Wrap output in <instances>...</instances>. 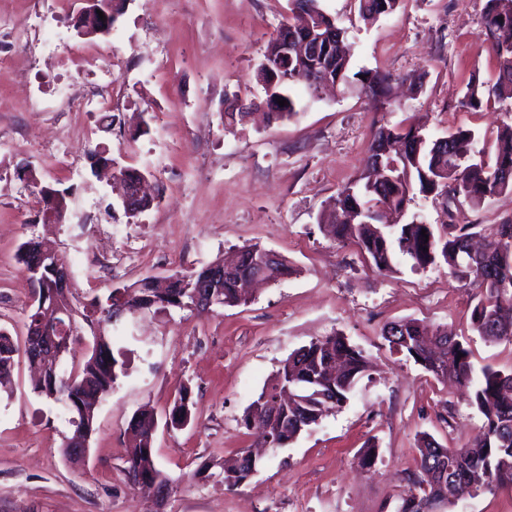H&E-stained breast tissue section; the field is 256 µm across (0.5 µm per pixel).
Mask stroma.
I'll use <instances>...</instances> for the list:
<instances>
[{"mask_svg":"<svg viewBox=\"0 0 512 512\" xmlns=\"http://www.w3.org/2000/svg\"><path fill=\"white\" fill-rule=\"evenodd\" d=\"M486 2L402 0L367 23L357 0H321L345 30L351 72L395 75L401 106L380 112L357 88L316 96L297 84L295 115L269 125L255 111L265 100L256 71L289 0H129L111 34L92 38L75 29L85 0H0V29L13 40L12 67L0 75V328L25 336L33 287L16 253L33 223L89 296L250 244L295 269L241 306L151 310L109 328L127 369L97 410L86 461L64 455L70 416L33 393L19 363L0 389V512H395L414 490L418 436L455 448L481 434L483 417L459 390L381 337L386 323L417 319L457 334L474 369H512V344L486 343L472 329L474 288L447 266L416 269L403 256L395 272L377 271L354 240L326 236L318 217L363 169L373 125L410 117L430 138L462 128L483 143L512 122V99L477 111L462 104L470 79L496 77L478 39ZM92 71L112 76L115 125L65 111L45 83L89 92ZM417 75L421 91L404 92L401 79ZM235 107L243 116L228 120ZM98 147L115 167L144 172L158 205L128 217L115 184L91 167ZM45 187L66 196L62 223H38ZM409 211L489 233L512 220V190L477 207L419 195ZM335 332L371 370L343 407L227 489L225 459L253 442L242 422L249 405L293 350ZM184 388L192 419L167 426ZM144 405L159 420L157 465L173 481L160 504L123 470L125 431ZM372 442L377 460L367 468Z\"/></svg>","mask_w":512,"mask_h":512,"instance_id":"obj_1","label":"stroma"}]
</instances>
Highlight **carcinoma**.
I'll use <instances>...</instances> for the list:
<instances>
[{"label":"carcinoma","instance_id":"1","mask_svg":"<svg viewBox=\"0 0 512 512\" xmlns=\"http://www.w3.org/2000/svg\"><path fill=\"white\" fill-rule=\"evenodd\" d=\"M359 16L374 22L394 13L401 0H358ZM345 31L336 27V39L322 43L321 54L314 57L303 47L308 36L306 19L301 23L282 24L267 44L264 61L274 64L281 41L293 42V59L283 69L273 68L274 76L257 69L266 98L286 100V105L266 113L267 121L278 123L296 114L294 101L288 94L292 84L302 83L299 70L308 71L315 65L330 69L338 86L350 88L349 58L343 49ZM481 35L487 49L497 62L498 73L488 95L512 99V0H487L481 22ZM391 77L379 71H365L359 79L360 93L381 103L380 109L391 105ZM421 132L412 124L395 126L380 124L371 131L368 151L382 159L391 179L381 184L376 168L371 166L344 186L336 196L323 227L336 240H357L367 259L380 272L395 271L394 256L399 253L412 261L415 269L437 264L448 266L450 273L478 290V301L472 312L473 330L489 343H512V221L498 225L495 236L488 239L481 254L473 257L468 247L477 235L478 225L443 224L440 230L424 229L415 221L384 226L378 223L382 211L394 209L406 213L415 195H440L478 205L504 190L512 189V180L498 178L504 169L512 168V124L505 123L489 148L477 147L478 138L470 129H458L448 134L453 148L450 153L436 149L433 141L421 147L419 163H406L399 150L408 143L421 140ZM47 200L44 217L60 220L67 209L65 195L43 189ZM426 230L428 238L421 236ZM39 245L38 236L30 234L18 249V262L24 272L32 271L31 251ZM252 246L239 249L234 271L220 283L224 305L248 303L241 282V273L249 269ZM208 266L187 273L170 275L167 288L152 287V278L145 277L129 286L111 288L102 295L88 297L74 288L52 289L54 269L46 262L36 274L40 294L30 305L25 328L41 325L56 332L54 308L60 303L70 305L67 330L62 335L65 347L87 342L88 353L74 360L70 367L46 371L34 383L33 391L40 397L59 404L73 415V434L92 436L96 432L93 407L104 400L119 375L125 373L124 361L112 351L110 338L98 333L112 324V307L122 304L129 313L157 310L189 309V292L207 277ZM382 339L390 349L419 361L436 380L453 381L469 389V401L484 418L483 438L475 444L448 448L429 435H423L417 445V472L413 483L416 492L401 500L403 512H417L414 503L434 506H454L472 492L512 491V370L485 367L482 377H474L471 352L462 341L417 319H401L385 325ZM463 357H458V354ZM27 356L26 344L0 329V379L9 376L19 359ZM370 361L364 352L351 345L341 334L312 340L293 351L277 370L271 382L250 404L244 425L263 429L269 436L287 446L323 417L346 404L357 383L367 375ZM288 387V403L281 406L283 421L265 415L266 405L276 399L280 387ZM169 417L173 426L189 422L191 400L188 391L180 392ZM156 416L149 406H143L126 429L128 446L124 471L127 478H141L144 484L159 482L167 487L170 479L159 469L154 455L153 440ZM267 451L246 450L234 465L224 471V484L233 487L245 482L253 469L259 468Z\"/></svg>","mask_w":512,"mask_h":512}]
</instances>
